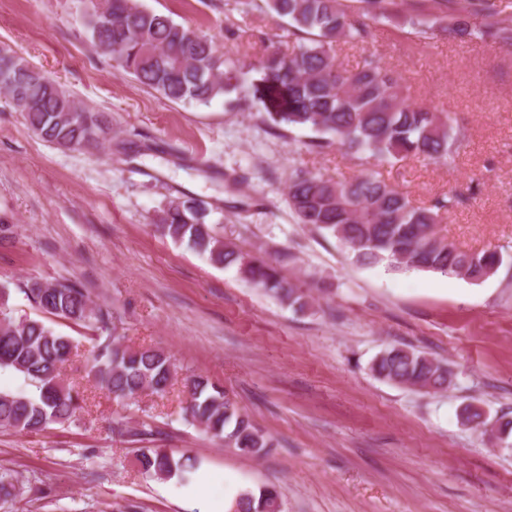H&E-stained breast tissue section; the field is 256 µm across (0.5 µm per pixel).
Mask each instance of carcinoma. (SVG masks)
<instances>
[{
	"label": "carcinoma",
	"instance_id": "1",
	"mask_svg": "<svg viewBox=\"0 0 512 512\" xmlns=\"http://www.w3.org/2000/svg\"><path fill=\"white\" fill-rule=\"evenodd\" d=\"M266 5L287 20L288 36L295 38L292 50L274 51L258 63L261 78L251 85L252 96L267 120L310 130L314 138L309 148L336 145L377 161L410 155L446 161L460 152L462 141L451 114L418 105L396 71L375 58L354 70L338 62L337 47L371 39L375 26L398 6L396 0H266ZM406 23L416 34L437 25L452 38L477 34L496 40L512 32V17L501 16L493 0H467L460 10L455 0H432L429 13L410 15ZM86 33L123 72L172 101L209 103L245 87L243 67L219 54L211 39L147 8L142 0H103L93 7ZM4 72L10 79L4 96L43 140L80 151L108 134L101 112L79 105L64 84L9 48L0 50V74ZM287 201L298 223L337 238L360 265L384 262L398 271H433L480 282L502 264L496 251H464L441 234L438 224L459 202L454 194L419 205L373 173L335 180L299 172L288 179ZM211 213L204 202L181 193L169 198L151 223L162 236L212 264L237 268L280 303L300 310L308 305L299 288L281 275L278 261L224 243L209 222ZM17 290L38 310L90 332L91 372L98 388L131 401L144 392L163 396L173 386L177 370L171 358L154 347H125L117 337L104 335L106 314L91 306L77 282L43 285L28 279L17 284ZM75 350L71 337L0 309V369L22 374L38 391L35 397L0 391L1 429L33 432L71 421L80 391L65 382L61 369ZM370 372L426 393L452 384L446 363L407 345L383 350ZM184 387L187 424L245 454L257 455L274 446L223 387L198 374L186 377ZM462 418L478 428H491L503 443L512 433L511 420L491 421L477 405L465 406ZM112 432L137 441L153 435L151 428L126 424ZM138 461L150 478L175 477L183 483L200 466L195 457H176L161 448L140 449ZM236 512H281L279 493L274 487L262 489L257 497L244 492Z\"/></svg>",
	"mask_w": 512,
	"mask_h": 512
}]
</instances>
